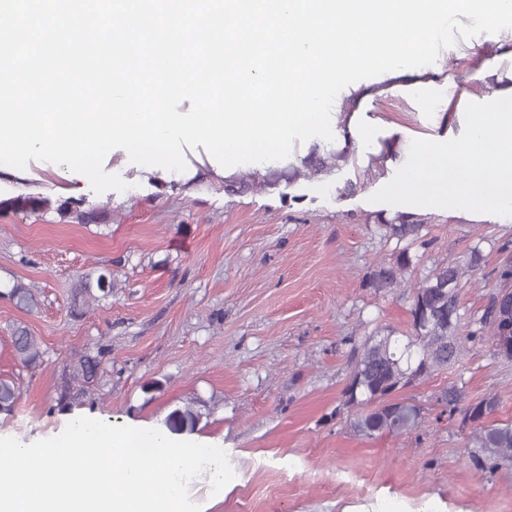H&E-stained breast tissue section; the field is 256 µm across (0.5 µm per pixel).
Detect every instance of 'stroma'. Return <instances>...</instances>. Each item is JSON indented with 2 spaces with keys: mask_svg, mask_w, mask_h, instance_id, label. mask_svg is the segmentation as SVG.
Instances as JSON below:
<instances>
[{
  "mask_svg": "<svg viewBox=\"0 0 512 512\" xmlns=\"http://www.w3.org/2000/svg\"><path fill=\"white\" fill-rule=\"evenodd\" d=\"M481 67L493 70L488 81L474 79ZM511 73L512 29L461 39L400 80H436L435 93H398L381 74L337 95L344 106L366 93L369 142L313 137L286 159L224 169L200 146L185 149L182 172L106 155L124 191L95 193L85 176L46 162L1 166V201L50 204L0 209V378L19 392L0 432L27 440L82 412L161 426L188 409L190 437L219 442L234 472L218 502L207 475L190 482L203 512H376L388 501L406 512H512V466L477 463L462 416L434 419L436 395L457 385L471 400L496 396V420L512 421V358L490 340L467 341L455 367L397 391L424 409L406 435H354L343 396L365 339L411 333L413 286L436 265L464 263L474 246L484 256L460 283V336L503 290L512 217L451 209H416L428 244L413 247L401 287L376 294L363 280L396 247L378 220L398 209L371 197L405 157L387 168L381 155L412 135L461 134L467 103L490 101ZM68 199L78 209L60 213ZM102 274L112 292L74 306L75 282ZM18 282L37 309L10 298ZM18 325L39 341L35 365L12 351ZM88 354L100 360L90 383L74 376Z\"/></svg>",
  "mask_w": 512,
  "mask_h": 512,
  "instance_id": "stroma-1",
  "label": "stroma"
}]
</instances>
